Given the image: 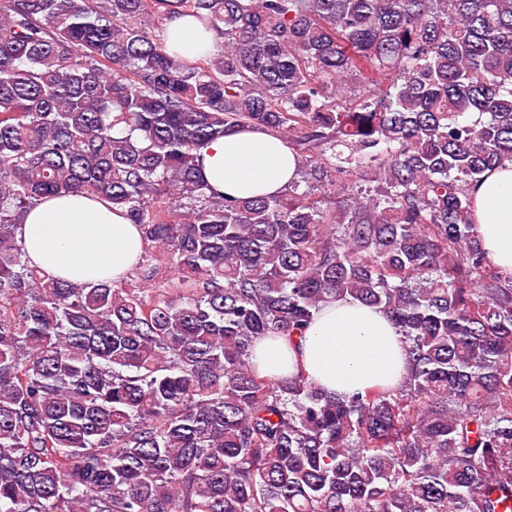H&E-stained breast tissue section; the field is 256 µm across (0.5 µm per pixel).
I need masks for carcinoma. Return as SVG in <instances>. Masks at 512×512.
<instances>
[{
  "mask_svg": "<svg viewBox=\"0 0 512 512\" xmlns=\"http://www.w3.org/2000/svg\"><path fill=\"white\" fill-rule=\"evenodd\" d=\"M254 127L336 209L208 194L195 150ZM506 162L512 0H0V512H512V276L469 196ZM70 193L141 227L148 287L28 265ZM338 298L398 328L400 387L259 374ZM163 28L169 51L184 59H193L203 53L214 54L224 47V38H220L217 51L215 32L203 31L192 16H176L165 21Z\"/></svg>",
  "mask_w": 512,
  "mask_h": 512,
  "instance_id": "1",
  "label": "carcinoma"
}]
</instances>
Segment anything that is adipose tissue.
Wrapping results in <instances>:
<instances>
[{"instance_id":"ef3b65f1","label":"adipose tissue","mask_w":512,"mask_h":512,"mask_svg":"<svg viewBox=\"0 0 512 512\" xmlns=\"http://www.w3.org/2000/svg\"><path fill=\"white\" fill-rule=\"evenodd\" d=\"M170 52L185 59L217 51L214 31L191 16L164 23ZM209 192L232 198L280 195L296 180L298 157L287 141L263 129H239L198 150ZM476 232L488 260L512 274V165L488 169L469 188ZM25 258L72 282L118 281L138 265L145 243L137 224L105 199L73 193L41 199L20 229ZM252 362L263 376L305 375L329 393L381 384L398 387L408 358L400 335L378 309L342 298L327 303L302 339L259 340Z\"/></svg>"}]
</instances>
